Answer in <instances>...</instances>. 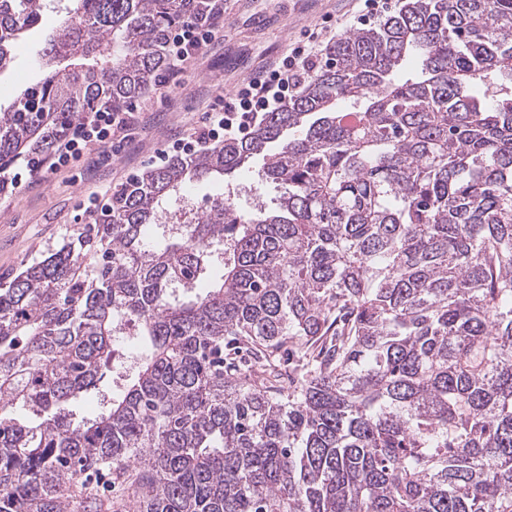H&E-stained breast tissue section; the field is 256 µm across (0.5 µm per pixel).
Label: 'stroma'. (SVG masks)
<instances>
[{"label": "stroma", "mask_w": 512, "mask_h": 512, "mask_svg": "<svg viewBox=\"0 0 512 512\" xmlns=\"http://www.w3.org/2000/svg\"><path fill=\"white\" fill-rule=\"evenodd\" d=\"M341 0H227L224 29L204 48L183 86L168 93L152 91L138 100L135 130L114 145L110 156L92 154L72 168L43 170L29 177L12 196L0 200V278L10 279L42 254L80 231L74 218L93 194L113 189L129 176L150 168L155 150L200 129L208 105L243 78L284 53L309 27L337 15ZM58 0L41 23L15 44L13 66L0 72V107L11 106L26 87L39 82V53L46 35L58 25ZM259 163L220 183H194L199 208L239 191L238 203L250 207L246 187L257 179Z\"/></svg>", "instance_id": "1"}]
</instances>
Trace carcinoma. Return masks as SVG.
Wrapping results in <instances>:
<instances>
[{
    "mask_svg": "<svg viewBox=\"0 0 512 512\" xmlns=\"http://www.w3.org/2000/svg\"><path fill=\"white\" fill-rule=\"evenodd\" d=\"M46 7L0 0V72ZM202 8L68 0L0 168L140 99ZM257 157L274 207L162 224ZM104 469L142 512H512V0H403L246 137L146 170L0 283V512H104Z\"/></svg>",
    "mask_w": 512,
    "mask_h": 512,
    "instance_id": "carcinoma-1",
    "label": "carcinoma"
}]
</instances>
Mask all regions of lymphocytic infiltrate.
Wrapping results in <instances>:
<instances>
[{
    "mask_svg": "<svg viewBox=\"0 0 512 512\" xmlns=\"http://www.w3.org/2000/svg\"><path fill=\"white\" fill-rule=\"evenodd\" d=\"M223 18L224 0H207L204 15L196 16L172 31L165 45L167 64L159 82L161 90L169 91L183 85L190 59L216 38ZM336 37V28L332 25L310 30L304 40L289 47L258 77L237 83L230 98H217L207 113L205 128L178 139L176 151L189 155L197 148L227 137L247 136L264 113L277 111L302 88L312 72L326 61ZM132 117V112L109 109L91 113L59 134L48 152L27 157L23 171H1L0 181L17 188L22 184L24 173L75 166L92 153L110 146L127 130Z\"/></svg>",
    "mask_w": 512,
    "mask_h": 512,
    "instance_id": "lymphocytic-infiltrate-1",
    "label": "lymphocytic infiltrate"
}]
</instances>
